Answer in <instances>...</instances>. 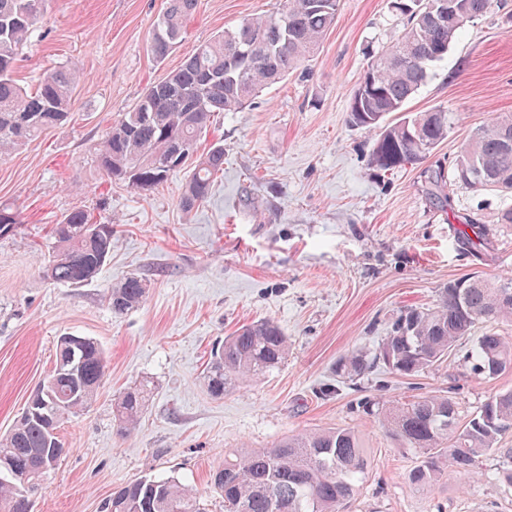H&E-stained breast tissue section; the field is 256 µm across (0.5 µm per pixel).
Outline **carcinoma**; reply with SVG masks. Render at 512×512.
<instances>
[{
	"instance_id": "cac0c4a2",
	"label": "carcinoma",
	"mask_w": 512,
	"mask_h": 512,
	"mask_svg": "<svg viewBox=\"0 0 512 512\" xmlns=\"http://www.w3.org/2000/svg\"><path fill=\"white\" fill-rule=\"evenodd\" d=\"M46 0H0V155H8L41 134L74 118V90L82 74L63 66L42 75L29 92L15 77L20 51L36 31ZM198 0H167L151 33V50L166 57L182 39L184 23ZM341 0H285L282 12L252 17L203 41L196 52L163 80L148 86L135 106L108 128L96 152L99 173L139 191H153L181 175L179 206L191 211L205 203L214 180L224 173V145L205 137L223 112H235L262 89L299 68L318 50L336 23ZM407 17V26L372 56L348 108L351 125L375 135L369 165L388 172L425 163L448 138L457 117L440 109L403 113L426 82L429 66L446 55L457 34L490 12L492 0H389ZM451 13L438 24L432 16ZM251 64L241 78L225 75L224 64L238 49ZM424 169L426 195L447 206L449 182L466 188L512 193V114L497 113L477 128L452 163ZM22 223L20 214L0 205V237ZM473 249L487 244L490 229L469 220ZM56 240L46 275L60 284L93 280L112 249V225L74 207L53 226ZM147 285L132 276L112 288L109 305L121 315L145 302ZM512 322V278L491 280L473 273L448 282L436 303L402 312L371 353H348L336 363V376L354 380L381 368L415 376L448 360L480 324ZM473 339V338H471ZM290 342L272 318L245 324L224 338L204 373L214 398L279 369ZM471 372L495 378L512 371V339L490 329L466 352ZM106 359L88 337L58 338L54 367L45 378L44 408H26L0 437V512H27L37 482L20 476L47 473L63 445L56 430L68 416L86 408L105 375ZM153 394L149 382L120 392L113 400L117 432L135 431ZM364 417L381 424L396 440L418 451L407 473L415 487H433L448 467L477 473L480 459L498 453L511 467L503 479L512 485V448L498 447L512 431V388L492 393L480 410L462 418L449 395L424 393L406 402L366 396L358 403ZM362 434L353 428L317 429L288 435L269 448L246 450L224 459L211 478L224 500V512H340L355 495L366 469ZM105 512H202L192 491L174 477H141L104 504Z\"/></svg>"
}]
</instances>
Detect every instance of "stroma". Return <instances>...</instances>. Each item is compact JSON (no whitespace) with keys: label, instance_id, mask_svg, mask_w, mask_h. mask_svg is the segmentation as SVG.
I'll list each match as a JSON object with an SVG mask.
<instances>
[{"label":"stroma","instance_id":"obj_1","mask_svg":"<svg viewBox=\"0 0 512 512\" xmlns=\"http://www.w3.org/2000/svg\"><path fill=\"white\" fill-rule=\"evenodd\" d=\"M167 0H51L20 55L17 77L75 65L76 114L60 128L0 157V204L23 219L0 237V435L52 369L59 336L96 340L106 360L97 396L60 427L66 452L31 497L32 512H103L112 492L144 476L176 477L206 512H224L210 486L225 456L266 448L323 427H357L368 467L348 512H512V486L498 456L478 474L449 470L434 487L408 484L417 452L354 404L367 395L405 401L451 393L461 415L512 388V372L475 376L462 353L416 376L374 372L338 383L334 367L354 350L374 351L400 312L433 305L448 281L471 272L512 277V224L498 223L512 195L454 187L447 208L424 192L418 165L378 174L372 134L347 121L350 97L370 57L402 30L387 0H341L319 50L288 80L224 113L207 135L224 144V173L206 203L179 206L181 177L152 192L102 180L94 149L118 114L164 79L198 44L243 19L280 12L284 0H198L176 49L151 52L150 32ZM441 109L461 121L436 149L453 161L470 132L512 113V0L459 33L447 56L405 106ZM81 206L112 225V254L96 278L72 287L43 272L52 228ZM491 237L470 249L465 218ZM142 278L146 301L113 314L112 288ZM273 318L291 343L278 370L216 399L203 376L210 353L236 328ZM154 387L128 436L114 427L120 390ZM339 384L333 397L321 388Z\"/></svg>","mask_w":512,"mask_h":512}]
</instances>
